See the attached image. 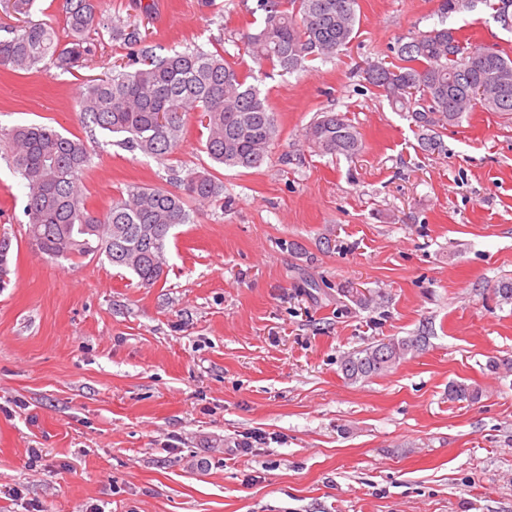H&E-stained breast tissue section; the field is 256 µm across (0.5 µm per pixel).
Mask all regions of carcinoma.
<instances>
[{
  "instance_id": "carcinoma-1",
  "label": "carcinoma",
  "mask_w": 512,
  "mask_h": 512,
  "mask_svg": "<svg viewBox=\"0 0 512 512\" xmlns=\"http://www.w3.org/2000/svg\"><path fill=\"white\" fill-rule=\"evenodd\" d=\"M100 0H65L69 42L60 46L54 29L38 18L39 0H0L3 25L0 68L29 71L49 58L70 71L92 56L90 31L104 24L133 49L128 62L104 79L83 84L80 112L92 130L156 160L180 147L190 113L207 130L205 151L217 166L261 167L279 136L278 115L257 85L218 51L187 48L159 57L145 46L137 23L102 18ZM358 0H255L260 24L243 34L258 64L293 73L305 63L336 56L353 39ZM397 63L369 66L365 81L394 105L412 113L426 151L442 148L432 131L458 124L479 107L512 115V58L472 45L456 29L435 27L396 40ZM308 142L324 155L352 158L364 148L360 133L341 113L322 112L306 129ZM0 159L18 173L25 188L23 215L30 243L51 259L105 256L131 272L143 286L163 274L166 244L178 224H192L196 206L209 203L223 185L208 171H187L182 192L133 184L102 214L91 210L82 190L88 165L85 142L47 125L31 123L0 133ZM11 239L0 237V288L8 284ZM423 335L391 338L350 353L341 362L344 378L356 383L389 371L409 352L425 347ZM479 387L448 384V400L475 403Z\"/></svg>"
}]
</instances>
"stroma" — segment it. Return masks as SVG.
<instances>
[{"label": "stroma", "instance_id": "obj_1", "mask_svg": "<svg viewBox=\"0 0 512 512\" xmlns=\"http://www.w3.org/2000/svg\"><path fill=\"white\" fill-rule=\"evenodd\" d=\"M254 0H103L137 19L157 55L186 47L257 70L242 39ZM440 0H358L350 44L261 84L280 136L259 168L213 167L190 115L168 160L91 139L89 79L130 49L100 27L87 67L0 70V126L84 139L89 207L129 184L175 192L213 169L224 191L175 227L164 273L142 286L103 256L52 261L21 224L24 187L0 160V512H512V119L474 111L423 150L409 113L367 84L368 63L439 25ZM512 55L484 0L449 16ZM346 114L365 148L313 152L317 113ZM348 288L372 294L360 306ZM427 336L387 373L344 379V356ZM480 386L452 402L448 384ZM42 452L31 462L30 449Z\"/></svg>", "mask_w": 512, "mask_h": 512}]
</instances>
